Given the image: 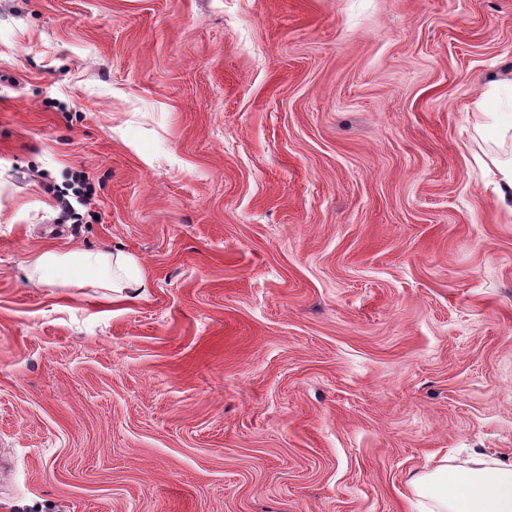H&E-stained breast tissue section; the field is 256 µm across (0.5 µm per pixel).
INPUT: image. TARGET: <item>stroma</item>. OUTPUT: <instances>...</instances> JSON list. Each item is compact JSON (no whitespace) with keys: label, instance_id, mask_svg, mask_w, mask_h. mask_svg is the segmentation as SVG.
Wrapping results in <instances>:
<instances>
[{"label":"stroma","instance_id":"1","mask_svg":"<svg viewBox=\"0 0 512 512\" xmlns=\"http://www.w3.org/2000/svg\"><path fill=\"white\" fill-rule=\"evenodd\" d=\"M494 86L512 0H0V512H418L512 459ZM100 248L142 297L29 278Z\"/></svg>","mask_w":512,"mask_h":512}]
</instances>
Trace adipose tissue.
I'll use <instances>...</instances> for the list:
<instances>
[{
  "label": "adipose tissue",
  "instance_id": "ef3b65f1",
  "mask_svg": "<svg viewBox=\"0 0 512 512\" xmlns=\"http://www.w3.org/2000/svg\"><path fill=\"white\" fill-rule=\"evenodd\" d=\"M29 268L42 283L80 271L92 275L94 285L131 298L141 296L146 288L136 260L121 252L47 250L35 255ZM411 486L420 500V512H512L511 460L478 454L470 466L441 464L417 475Z\"/></svg>",
  "mask_w": 512,
  "mask_h": 512
}]
</instances>
